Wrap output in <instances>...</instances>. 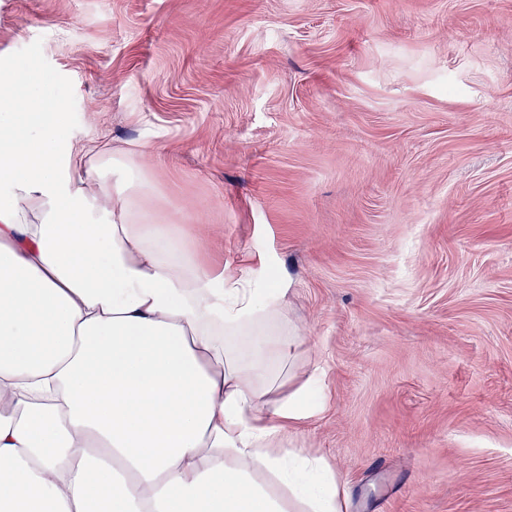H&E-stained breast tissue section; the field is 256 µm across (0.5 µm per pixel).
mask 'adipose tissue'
Returning <instances> with one entry per match:
<instances>
[{"label":"adipose tissue","instance_id":"ef3b65f1","mask_svg":"<svg viewBox=\"0 0 512 512\" xmlns=\"http://www.w3.org/2000/svg\"><path fill=\"white\" fill-rule=\"evenodd\" d=\"M74 141L0 59V512H345L286 445L319 410L270 266L203 263L126 156Z\"/></svg>","mask_w":512,"mask_h":512}]
</instances>
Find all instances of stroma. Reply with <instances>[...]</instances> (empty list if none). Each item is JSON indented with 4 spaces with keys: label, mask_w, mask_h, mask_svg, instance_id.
Instances as JSON below:
<instances>
[{
    "label": "stroma",
    "mask_w": 512,
    "mask_h": 512,
    "mask_svg": "<svg viewBox=\"0 0 512 512\" xmlns=\"http://www.w3.org/2000/svg\"><path fill=\"white\" fill-rule=\"evenodd\" d=\"M0 55L289 280L347 512H512V0H0Z\"/></svg>",
    "instance_id": "35a3bbf8"
}]
</instances>
